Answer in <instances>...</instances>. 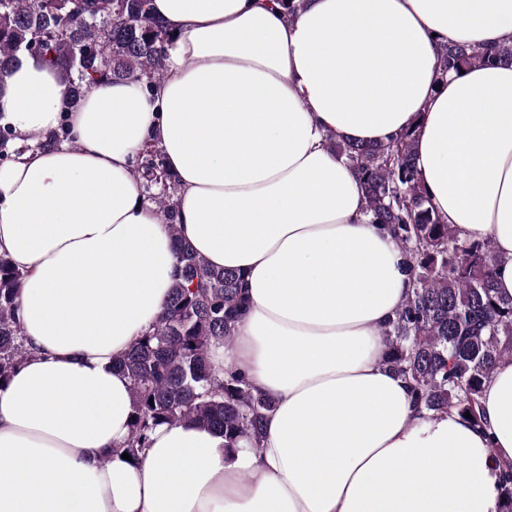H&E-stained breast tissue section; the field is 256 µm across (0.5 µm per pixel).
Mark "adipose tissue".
Here are the masks:
<instances>
[{"label": "adipose tissue", "mask_w": 512, "mask_h": 512, "mask_svg": "<svg viewBox=\"0 0 512 512\" xmlns=\"http://www.w3.org/2000/svg\"><path fill=\"white\" fill-rule=\"evenodd\" d=\"M172 36L153 90L104 80L65 110L55 67L0 75V123L68 122L71 143L0 165V254L23 271L32 353L0 389V512H499L512 463V359L484 424L418 418L379 330L410 291L368 223L356 169L325 136L415 130L419 177L461 236L491 239L512 297V64L439 79L444 44L512 43V0H151ZM160 143L180 235L244 276L232 346L211 360L275 403L259 449L163 424L137 459L114 361L150 330L176 278L167 227L132 176Z\"/></svg>", "instance_id": "obj_1"}]
</instances>
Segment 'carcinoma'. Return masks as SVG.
Masks as SVG:
<instances>
[{
    "instance_id": "cac0c4a2",
    "label": "carcinoma",
    "mask_w": 512,
    "mask_h": 512,
    "mask_svg": "<svg viewBox=\"0 0 512 512\" xmlns=\"http://www.w3.org/2000/svg\"><path fill=\"white\" fill-rule=\"evenodd\" d=\"M151 0H0V73L23 55L57 66L69 105L100 79L151 90L166 73L171 36L155 21ZM512 62V45L484 49L450 43L441 51L446 75L470 65ZM414 133L387 142L327 141L361 175L370 223L387 228L406 259L412 291L381 328L383 362L404 378L420 418L468 412L483 424L481 394L497 365L512 359V298L499 295L494 269L502 261L491 240L464 238L433 209L413 157ZM133 175L173 240L177 278L151 330L114 364L132 384L134 414L122 451L136 457L161 424L198 422L227 443L259 448L273 401L246 378L210 362L230 344L245 309L243 277L209 266L178 234V180L162 149L146 145ZM24 274L0 255V389L29 351L17 317ZM500 510L512 512V464L499 477Z\"/></svg>"
}]
</instances>
